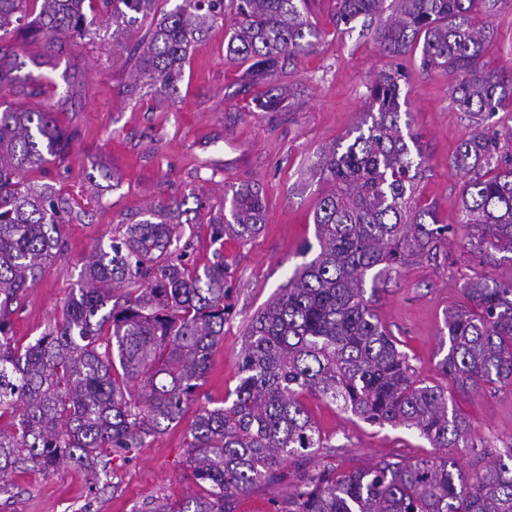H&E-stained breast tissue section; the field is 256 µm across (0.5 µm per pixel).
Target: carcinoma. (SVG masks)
<instances>
[{
  "label": "carcinoma",
  "mask_w": 512,
  "mask_h": 512,
  "mask_svg": "<svg viewBox=\"0 0 512 512\" xmlns=\"http://www.w3.org/2000/svg\"><path fill=\"white\" fill-rule=\"evenodd\" d=\"M0 0V87L26 62L1 44L15 31L50 42L108 37L115 47L150 20L148 35L128 54L134 95L147 86L176 102L183 66L219 20L229 19L227 55L248 64L244 77L264 91L255 105L282 111L281 59L311 53L324 35L306 0ZM337 0L333 25L392 10L377 31L383 50L399 57L421 49L422 66L451 76L452 100L481 118L512 106V77L480 63L493 36L478 20L481 0ZM398 70L369 87L368 117L344 150L319 157L330 183L314 212L319 252L251 316L243 334L239 382L228 406L199 409L191 425L189 465L203 496L157 502L148 512H234L260 482L280 479L291 456L325 447L301 397L311 394L365 422L418 430L433 448H463L485 465L469 472L458 458L381 460L340 474L324 466L297 476L288 512H512V448L472 436L449 408L448 388L417 379L379 321L373 297L406 255L436 259L454 232L416 203L415 160L401 126ZM68 97L44 107L0 111V492L6 478L70 463L94 467L105 449L142 448L177 424L210 368L224 335L227 267L222 257L198 271L183 261L181 203L149 208L146 218L84 258L80 288L48 332L27 345L8 321L56 253L71 202L20 176L63 163L75 133L60 125ZM512 110L490 134L464 140L450 168L469 176L462 223L476 229L474 249L486 261L512 262ZM265 200L257 188L232 192L228 224L211 240H240L260 230ZM370 297H365L366 284ZM124 284L137 293L117 294ZM468 306L445 319L448 351L441 374L457 387L512 383V281L473 278Z\"/></svg>",
  "instance_id": "obj_1"
}]
</instances>
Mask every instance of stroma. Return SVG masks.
I'll list each match as a JSON object with an SVG mask.
<instances>
[{
  "instance_id": "1",
  "label": "stroma",
  "mask_w": 512,
  "mask_h": 512,
  "mask_svg": "<svg viewBox=\"0 0 512 512\" xmlns=\"http://www.w3.org/2000/svg\"><path fill=\"white\" fill-rule=\"evenodd\" d=\"M335 8L336 0H309L311 19L325 35L315 52L285 60L279 77L285 109L276 114L256 109L253 91L244 87V65L226 54L221 23L186 62L173 103L146 89L128 96L131 66L110 44L9 36L28 71L42 75L43 93L28 96L19 80L0 88V104L32 107L73 92L71 106L59 118L77 132L65 163L31 175L69 197L73 211L62 227L63 251L13 307L10 320L18 342L34 341L60 319L78 289L82 260L98 241L160 203H184L192 229L185 249L189 264L201 269L220 256L229 277L224 336L183 420L148 439L145 447L108 453V478L94 487L83 469L72 465L10 475L11 490L0 494V512H147L159 499L200 494L186 462L189 426L199 408L221 406L235 388L250 317L301 264L304 243L316 241L313 215L327 189L316 166L318 154L348 143L350 132L366 118L368 85L378 72L396 66L406 73L400 98L424 157L417 202L441 223L455 225L456 233L443 242L437 259L410 257L398 265L374 310L417 378L443 383L438 365L445 315L464 304L462 284L474 277L512 279V263L479 262L461 224L465 179L449 163L473 124L452 102L447 73L423 69L419 54L395 59L382 51L376 34L382 18L362 17L336 27L331 23ZM480 17L494 29L483 62L491 69L512 67V0H483ZM243 185L259 188L265 198L263 226L245 242L225 237L223 250H216L210 225L229 213L232 192ZM448 396L475 436L500 449L512 447V385L452 387ZM303 403L325 448L288 458L283 479L255 485L238 499L235 512H281L301 469L332 466L348 472L382 459L414 461L438 454L416 429L371 425L310 395Z\"/></svg>"
}]
</instances>
